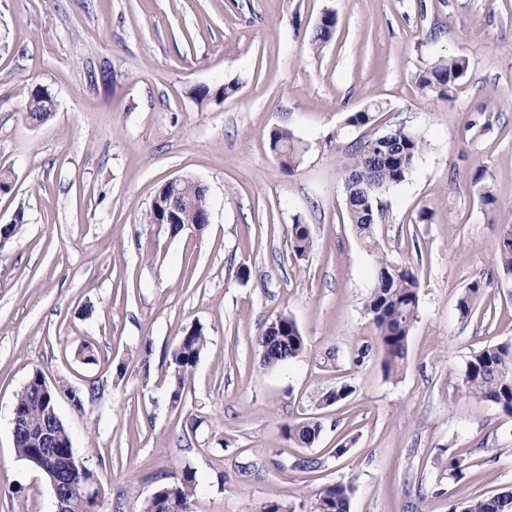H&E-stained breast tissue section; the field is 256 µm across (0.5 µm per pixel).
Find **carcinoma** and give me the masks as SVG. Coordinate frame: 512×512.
Instances as JSON below:
<instances>
[{
	"instance_id": "carcinoma-1",
	"label": "carcinoma",
	"mask_w": 512,
	"mask_h": 512,
	"mask_svg": "<svg viewBox=\"0 0 512 512\" xmlns=\"http://www.w3.org/2000/svg\"><path fill=\"white\" fill-rule=\"evenodd\" d=\"M336 24V16L332 13L321 17L312 38L314 50L322 49L332 39ZM468 68V61L462 57L441 59L421 71L417 83L440 98H448L457 83L466 76ZM24 104L33 122H45L55 111L53 97L40 87L27 89ZM381 110V104L370 103L351 113L347 124L365 126ZM424 146L419 134L399 126L391 131L389 137L376 136L353 143L342 163L346 178L347 221L354 227L358 239L377 254V282L365 299L364 310L375 326V344L382 355L387 376L397 374L407 357L410 330L419 313L420 282L418 274L410 266L394 262L381 252L375 235L379 218L375 202L380 194L408 179ZM269 147L283 169H294L300 148L290 132L272 130ZM167 194L176 196L181 205L180 223L173 225V231L178 235L184 233L185 225L197 223L199 217L209 211L207 190L196 185L192 177L187 176L184 181L168 186ZM288 234L296 256L302 257L311 249L313 238L308 225L296 220L290 225ZM496 253L500 271L512 276V224L502 225ZM482 288V282L475 280L461 293L457 301L461 318L467 319L474 313ZM206 344L207 337L200 325L185 329L180 336L171 352V395L174 400L182 399L188 376ZM257 346L265 367L278 366L307 352L305 337L296 322L286 315L276 317L266 326L257 337ZM40 375L39 371L32 374L15 402L23 414V421L15 434L14 444L18 457L27 462L38 458L39 444L35 437L55 409V394L39 392ZM461 387L465 392L512 414V343L488 345L473 352L466 363ZM321 432V423L312 418L284 427L286 438L301 447L312 446ZM54 434L60 454L72 451L71 437L63 422H57ZM442 452L441 470L457 482L464 479L469 468L466 459L448 448ZM195 490V471L186 468L173 482L157 486L153 498L146 502L145 512H154L153 503L161 505L163 512H192ZM352 493L353 486L349 483L339 481L330 484L318 493L311 512H350ZM449 512H512V492L471 499L460 508L452 507Z\"/></svg>"
}]
</instances>
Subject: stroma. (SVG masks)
Instances as JSON below:
<instances>
[{
    "mask_svg": "<svg viewBox=\"0 0 512 512\" xmlns=\"http://www.w3.org/2000/svg\"><path fill=\"white\" fill-rule=\"evenodd\" d=\"M327 12L336 30L316 53ZM443 56L469 62L447 100L416 82ZM103 68L110 81L90 85ZM36 85L56 104L44 123L25 112ZM373 101L385 107L373 124L345 128ZM401 125L426 147L380 195L375 229L389 258L416 267L420 309L388 378L363 309L376 256L346 222L339 159ZM278 128L304 148L290 173L269 149ZM1 170L0 226L18 231L0 245V512H54L12 435L37 370L101 479L102 512H142L187 467L193 512H310L338 481L355 487L350 512L417 500L448 512L512 487V415L461 387L473 351L512 342V279L496 262L512 224V0H0ZM177 176L207 187L210 219L173 238L144 218ZM296 220L313 237L301 258ZM476 278L464 320L457 300ZM280 315L308 352L266 368L256 339ZM196 324L208 345L174 403L171 352ZM86 345L97 363L78 358ZM344 383L353 394L324 405ZM307 417L322 423L308 448L284 435ZM340 442L351 451L337 458ZM444 448L467 459L462 481L441 476ZM306 458L318 471L299 469ZM288 234L294 254L303 257L311 249L313 241L309 226L296 220L290 225ZM482 288V282L474 280L461 293L457 301V310L462 319H468L474 313Z\"/></svg>",
    "mask_w": 512,
    "mask_h": 512,
    "instance_id": "stroma-1",
    "label": "stroma"
}]
</instances>
